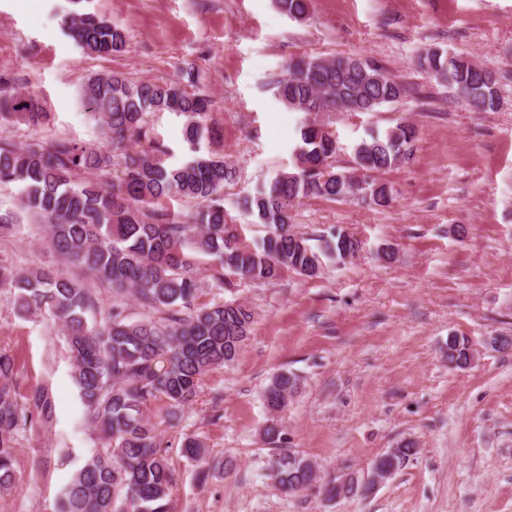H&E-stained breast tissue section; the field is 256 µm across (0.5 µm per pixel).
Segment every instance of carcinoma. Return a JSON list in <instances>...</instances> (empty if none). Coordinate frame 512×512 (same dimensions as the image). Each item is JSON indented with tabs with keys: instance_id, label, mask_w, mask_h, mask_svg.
Returning <instances> with one entry per match:
<instances>
[{
	"instance_id": "cac0c4a2",
	"label": "carcinoma",
	"mask_w": 512,
	"mask_h": 512,
	"mask_svg": "<svg viewBox=\"0 0 512 512\" xmlns=\"http://www.w3.org/2000/svg\"><path fill=\"white\" fill-rule=\"evenodd\" d=\"M276 6L303 19L311 0H276ZM64 28L87 56L125 46L124 30L93 13L69 12ZM419 64L448 82L472 111L497 107L496 78L469 59L429 49ZM275 86L279 99L300 112H374L399 100L403 91L383 67L361 57H300ZM82 99L112 146L122 150L121 169L112 172V154L66 137L25 145L0 141V186L19 188L16 209L0 210V236L27 217L43 227L47 245L63 264L90 272L119 297L132 296L146 315L132 320L114 304L99 319L92 288L62 270L40 266L20 272L0 262V293L9 295L18 312L47 313L61 325L85 419L103 439V448L72 474L59 512H173V471L145 409L162 398L167 416L176 418L197 397L209 371L238 357L253 321L251 309L235 299L195 304L198 267L213 261L239 281L269 284L289 271L313 279L328 262L346 263L361 242L332 227L319 244H310V238L291 230L287 203L311 196L342 199L352 193L349 172L334 170V133L315 122L303 125L293 170L277 174L240 201L252 223L268 229L262 241L249 244L228 234L224 183L232 171L224 156L209 150L171 166L168 152L151 137L150 115L176 113L184 117L186 141L200 151L216 122L208 95L108 72L88 79ZM48 120L42 99L16 89L14 78L0 72V126L14 121L39 126ZM416 135L414 126L400 124L383 135L372 131L354 146L353 169L369 179L365 197L378 205L388 201L387 188L371 180L372 173L402 162ZM172 196L194 203L195 209L182 217L164 210L162 202ZM472 358L466 337H448L449 366L464 368ZM298 385L299 377L285 369L265 388L264 401L273 412L264 429L273 446L267 477L285 495L315 489L334 497L357 491L353 484L338 486L336 479L320 476L308 458L279 445V415L288 410ZM53 414L48 386L20 392L15 358L0 351L1 494L17 480L16 435ZM416 453V444L407 442L375 463L395 472ZM182 454L203 463L202 441L184 437Z\"/></svg>"
}]
</instances>
